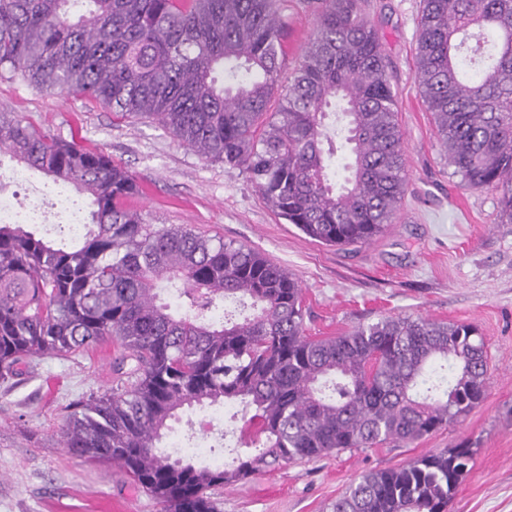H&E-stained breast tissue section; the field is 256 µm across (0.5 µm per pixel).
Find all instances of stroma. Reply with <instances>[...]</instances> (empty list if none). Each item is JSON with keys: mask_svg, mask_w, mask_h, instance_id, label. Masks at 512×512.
<instances>
[{"mask_svg": "<svg viewBox=\"0 0 512 512\" xmlns=\"http://www.w3.org/2000/svg\"><path fill=\"white\" fill-rule=\"evenodd\" d=\"M313 0H283L290 76L315 27ZM420 0H369L398 92L406 137L408 191L398 223L370 244L342 251L307 237L275 215L247 175L207 163L164 127L123 118L74 93L46 92L0 74V109L37 130L109 154L142 185L132 204L145 223L182 225L243 244L285 268L303 288L306 333L334 336L398 314L477 327L488 352L479 406L406 446L343 449L288 463L218 491L220 512H330L362 475L398 468L428 452L472 442L475 461L449 512H512V221L497 218L500 193L472 191L454 174L415 80ZM0 184L27 206L56 202L57 185L0 153ZM112 343L78 355L33 359L19 381L0 382V512H160L113 464L88 466L64 452L58 427L72 403L113 386ZM230 407L194 408L164 441L203 464L223 463L229 448L253 445ZM207 418L224 443L189 438L188 423Z\"/></svg>", "mask_w": 512, "mask_h": 512, "instance_id": "1", "label": "stroma"}]
</instances>
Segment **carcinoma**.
Returning a JSON list of instances; mask_svg holds the SVG:
<instances>
[{
  "instance_id": "carcinoma-1",
  "label": "carcinoma",
  "mask_w": 512,
  "mask_h": 512,
  "mask_svg": "<svg viewBox=\"0 0 512 512\" xmlns=\"http://www.w3.org/2000/svg\"><path fill=\"white\" fill-rule=\"evenodd\" d=\"M279 0H0V70L45 91L152 118L205 161L240 168L309 238L362 246L397 223L405 135L367 0H320L288 87ZM415 79L448 166L500 191L512 220V0H420ZM349 151L336 182L337 147ZM90 196L69 242L0 224V380L28 360L110 341L116 389L80 401L66 454L120 466L162 512H217L215 492L345 448L420 440L483 399L487 351L470 324L396 315L306 334L302 288L254 249L142 222L137 177L102 151L0 112V152ZM171 287L189 300L177 314ZM250 310L219 312L224 301ZM241 405L257 452L198 465L161 443L180 412ZM465 441L370 472L331 512H448L472 468Z\"/></svg>"
}]
</instances>
